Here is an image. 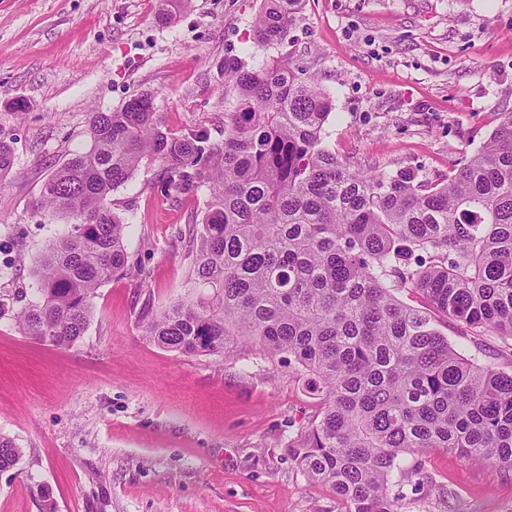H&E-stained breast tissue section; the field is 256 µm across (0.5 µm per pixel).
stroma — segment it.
<instances>
[{
    "instance_id": "1",
    "label": "stroma",
    "mask_w": 512,
    "mask_h": 512,
    "mask_svg": "<svg viewBox=\"0 0 512 512\" xmlns=\"http://www.w3.org/2000/svg\"><path fill=\"white\" fill-rule=\"evenodd\" d=\"M262 0H0V435L22 454L0 471V512H344L289 454L324 404L296 364L240 346L185 356L142 337L146 312L183 296L208 186L178 195L157 161L113 191L127 271L97 290L84 336L57 348L24 336L35 271L72 217L37 207L45 181L89 143L93 111L152 97L164 132L224 139L236 56H288L333 109L323 145L355 169L447 178L512 111V0H305L282 45L253 38ZM29 104L24 114L11 102ZM436 328L472 360L512 367L494 335ZM413 512H512V474L429 450Z\"/></svg>"
}]
</instances>
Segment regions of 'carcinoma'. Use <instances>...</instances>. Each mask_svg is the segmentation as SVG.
Wrapping results in <instances>:
<instances>
[{
	"instance_id": "1",
	"label": "carcinoma",
	"mask_w": 512,
	"mask_h": 512,
	"mask_svg": "<svg viewBox=\"0 0 512 512\" xmlns=\"http://www.w3.org/2000/svg\"><path fill=\"white\" fill-rule=\"evenodd\" d=\"M302 0H263L254 39L280 45ZM237 92L224 141L172 137L153 100L90 113V146L44 183L41 205L76 219L37 271L39 299L14 316L36 342L84 335L100 285L125 270L127 225L112 192L158 160L178 194L210 184L184 297L143 321V336L182 355L240 342L294 358L325 406L288 450L345 512H405L413 457L450 448L512 472V371L466 357L434 326L512 340V112L442 183L408 169L354 170L322 145L332 100L288 57L252 71L224 57ZM0 139V178L13 167ZM420 252L418 264L411 263ZM421 295L404 304L396 292ZM21 450L0 437V470Z\"/></svg>"
}]
</instances>
